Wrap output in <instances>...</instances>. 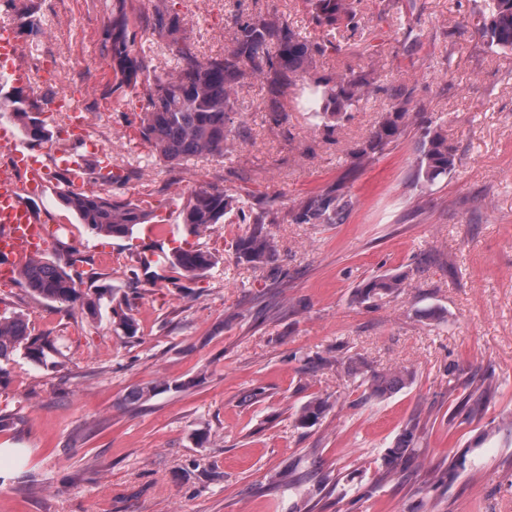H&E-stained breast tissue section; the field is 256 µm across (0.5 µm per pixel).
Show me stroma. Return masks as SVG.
<instances>
[{"instance_id": "obj_1", "label": "stroma", "mask_w": 512, "mask_h": 512, "mask_svg": "<svg viewBox=\"0 0 512 512\" xmlns=\"http://www.w3.org/2000/svg\"><path fill=\"white\" fill-rule=\"evenodd\" d=\"M44 33L14 30L27 93L78 99L84 137L112 161L113 196L153 210L173 234L148 240L98 235L55 191L26 203L58 229L43 257L61 263L80 292L110 287L97 315L35 298L23 281L0 284V314L17 313L35 336L56 340L59 366L24 355L0 369V512H512V52L487 46L474 13L482 0H357L356 32L312 74L354 68L379 90L343 126L312 128L298 84L267 107L245 79L233 114L239 134L223 158L171 167L137 134L144 87L116 89L100 53L107 0H34ZM136 47L158 72L176 70L147 19H181L198 57L223 54L235 17L275 13L307 36L303 0H134ZM404 88L410 112L439 119L456 167L414 183V128L382 155L354 165L352 150ZM346 179L354 205L341 224H296L299 203ZM217 185L269 209L274 266L237 259L252 227L224 222L192 234L180 222L190 191ZM187 243L216 265L188 280L141 252ZM402 274L400 293L366 302L364 281ZM128 305L135 335L114 331ZM365 372L397 367L412 378L359 403L349 361ZM456 377H448L449 365ZM493 369L499 391L472 419L457 408ZM166 391L129 404L133 387ZM329 407L298 421L313 397ZM414 461H382L405 429ZM209 435L198 443L197 433ZM465 470L442 482L449 464ZM296 482L277 487L282 473Z\"/></svg>"}]
</instances>
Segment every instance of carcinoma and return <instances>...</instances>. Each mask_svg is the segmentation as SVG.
I'll use <instances>...</instances> for the list:
<instances>
[{"label": "carcinoma", "mask_w": 512, "mask_h": 512, "mask_svg": "<svg viewBox=\"0 0 512 512\" xmlns=\"http://www.w3.org/2000/svg\"><path fill=\"white\" fill-rule=\"evenodd\" d=\"M355 0H305L309 21L325 33L313 40L287 19L254 15L235 21L232 46L224 54L200 59L181 45L182 25L176 14L158 11L151 19V30L166 39L169 51L177 57L178 70L173 74H150L144 53L135 49L136 34L129 30L131 0H115L110 4L106 29L100 43L101 54L110 59L112 70L119 79L118 88L147 84L145 104L139 114V137L149 143L159 160L179 164L191 158L222 157L229 141L235 139L228 126L229 114L235 111L236 88L252 77L263 83L270 94V110L280 111L278 97L290 84V76L303 75L313 68L316 58L332 50L341 51L336 33L346 29L356 31ZM20 28L34 36L43 33V22L33 6V0H11ZM477 29L491 48L512 51V0H483L478 11ZM306 110L311 125L317 129L341 126L361 103L379 90L365 75L354 72L336 77L315 78L302 83ZM405 93L398 89L394 102L386 113L353 151L356 164L375 157L397 142L405 133L410 113L403 101ZM49 101L30 96L22 89L0 97V112H9L26 140L42 144L58 137L42 115ZM419 153L415 159L413 182L433 184L455 168V150L448 145L442 126L433 118L423 117L417 126ZM59 199L73 211L80 223L97 234L114 238L130 237L140 224L152 220V212L128 199H114L112 192L59 191ZM353 205L341 179L321 193L301 202L292 218L297 224H341ZM235 215L244 224H253V232L241 240L238 258L253 266L272 264L278 256L274 239L263 231L268 223V211L262 208L253 214L244 210L239 198L216 186H200L191 191L182 210V223L194 231H203L213 224L224 223L226 216ZM167 264L188 279L203 274L215 265L214 257L201 249H177L167 257ZM26 287L46 302L73 305L94 315L102 297L111 292L105 288L96 298L81 300V294L68 272L42 259L33 258L21 267ZM405 287V277L383 275L368 280L358 289L357 296L368 301L375 296L390 295ZM114 330L133 336L136 324L122 309L112 310ZM37 364H45L52 354L59 353L56 341L33 337L25 320L18 314H0V363L9 362L17 354ZM411 372L392 369L375 373L367 379L362 398H382L406 384ZM168 388L166 383H148L133 388L126 400L146 401ZM329 402L315 399L299 412L302 425L315 424ZM413 430L407 429L397 445L385 450L384 459L393 470H400L412 460Z\"/></svg>", "instance_id": "cac0c4a2"}]
</instances>
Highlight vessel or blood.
<instances>
[{"label":"vessel or blood","instance_id":"1","mask_svg":"<svg viewBox=\"0 0 512 512\" xmlns=\"http://www.w3.org/2000/svg\"><path fill=\"white\" fill-rule=\"evenodd\" d=\"M29 152V146L12 131L0 128V275L5 277L43 251L49 239L40 213L19 198L24 191L44 193L51 182L49 168L30 157ZM62 175L67 188L83 189L89 184L83 159L63 165Z\"/></svg>","mask_w":512,"mask_h":512}]
</instances>
